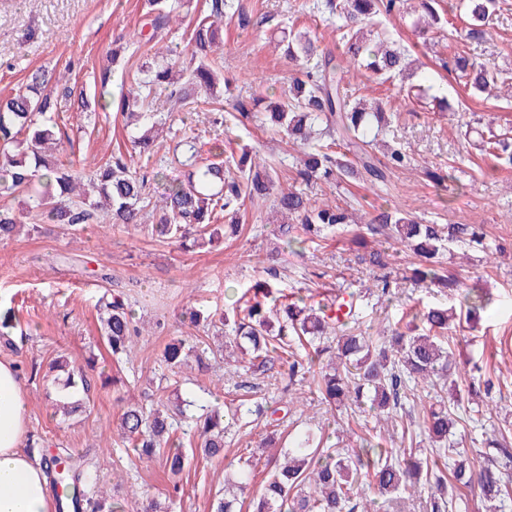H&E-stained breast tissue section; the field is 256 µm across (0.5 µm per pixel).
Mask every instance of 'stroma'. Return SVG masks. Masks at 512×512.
I'll use <instances>...</instances> for the list:
<instances>
[{
	"mask_svg": "<svg viewBox=\"0 0 512 512\" xmlns=\"http://www.w3.org/2000/svg\"><path fill=\"white\" fill-rule=\"evenodd\" d=\"M242 2L253 6L252 22L245 28L225 24L221 53L224 76L236 95L275 98L287 93L298 68L273 48L279 26L307 31L318 49L340 53L334 25L327 16L310 13L308 0ZM146 11L147 0H0V96L24 89L36 71L65 74L75 96L61 103L63 153L80 165L106 162L124 149L128 129L122 116L98 107L96 83L101 69L111 67L110 90L119 94L139 67L134 42ZM411 22L410 15L398 13L385 24L397 41L414 48L425 66L414 83L429 79L435 94L447 97L448 111H438L430 100L406 96L401 78L370 80L349 74L345 82L358 96L386 102L395 111L386 141L403 146L412 163L393 170L378 194L359 181L318 180L300 187L313 200L356 209L363 222L354 231L317 238L306 243L303 254H293L284 248L285 237L268 199L246 202L239 214L243 232L204 249L185 250L147 231L115 224H90L77 235L55 224L0 241V302L12 307L18 320L10 340H0V357L13 360L23 375L30 433L49 452L66 448L86 459L125 512H142L152 499L168 501L171 512H211L213 499L224 490L229 464L256 458L255 473L264 477L260 447L269 436L274 447L284 448L290 433L309 428L328 448H356L369 438L398 449L418 433L442 380L407 401L395 420L380 423L354 404L329 409L312 375L292 378L284 367L265 372L214 355L215 345L225 340L224 314L234 294L246 291L271 265L281 274L285 294L352 298L363 329H402L409 307L417 302L455 308L448 325L454 380L480 389L489 378L496 386L480 402L477 422L457 424L455 438L460 447L471 449L484 429L503 423L512 428V168L489 171L479 150V134L486 129L512 137V97L502 98L494 89L469 90L441 65L450 54L443 30L422 38ZM490 29L491 40L471 46L470 54L493 60L512 75V0H503ZM121 36L129 47L117 62H110L112 42ZM153 107L167 118L171 146L192 137L228 153L258 145L281 172L301 155L300 146L274 134L267 121L235 124L229 138L218 112L208 104L198 110L210 114L204 124L197 112L170 113L165 96H158ZM427 166L451 169L452 180L435 186L423 174ZM383 200L426 224L481 227L483 247H455L445 254L442 266L467 286L490 294L493 303L486 312L466 317L457 310L456 293L415 284L410 275L418 259L409 249L394 250L384 269L359 263V255L389 245L387 236L372 233L364 222ZM383 275L390 282L386 294L374 286ZM111 295L122 296L138 330L134 351L119 358L108 352L97 321L99 298ZM192 311L206 314V322L192 325ZM174 338L205 348L203 356L189 355L176 374L161 360ZM63 358L91 365L95 378L83 411L66 419L52 405L49 370ZM472 360L483 367L476 382L468 375ZM167 388L188 400L190 415L200 414L205 406L227 414L241 404L263 405L266 413L249 424L231 426L222 459L195 457L175 481L160 461L139 457L117 431L127 406L156 407ZM176 483L181 486L177 495L172 492Z\"/></svg>",
	"mask_w": 512,
	"mask_h": 512,
	"instance_id": "obj_1",
	"label": "stroma"
}]
</instances>
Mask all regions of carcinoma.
<instances>
[{"label": "carcinoma", "mask_w": 512, "mask_h": 512, "mask_svg": "<svg viewBox=\"0 0 512 512\" xmlns=\"http://www.w3.org/2000/svg\"><path fill=\"white\" fill-rule=\"evenodd\" d=\"M190 0H149L148 33L141 35L139 47L144 54L169 28L180 10ZM404 0H310L311 13L336 18V33L341 54H322L306 34L288 29L276 47L284 49L286 58L299 63L289 93L270 104V121L274 131L305 147L303 158L292 166L294 180L341 182L362 180L373 186L383 185L387 171L404 167L409 157L393 148L381 161L371 149L387 126L386 113L368 112L355 103L354 92L342 86L343 74L354 68L377 78L404 74L410 65L408 50L392 40L380 17L401 8ZM449 10L463 14L464 28L459 34L467 44L480 45L490 36L489 22L501 10L500 0H459ZM230 17L246 27L250 14L240 0H210L209 14L189 20L185 34L191 47L190 59L182 69L174 70L180 53L167 49V57L140 68L133 85L116 101L105 100L111 84V70L99 76L100 99L104 110L112 107L139 121V131L132 135L133 153L148 159L164 147L152 135L160 123L149 109L155 96L169 91V98L183 108L197 103L199 91L216 89L219 65L208 58L212 46L222 38L220 22ZM460 72L464 85L483 91L497 85L502 70L477 63L465 53L454 52L444 67ZM231 108L241 118L249 119L259 100L230 98ZM58 83L44 71L30 77L24 90L0 100V196H22L27 214L63 224L78 232L89 222L139 226L144 224L145 208L150 205V185L165 182L158 204L152 206L156 222L146 225L148 233L160 239H174L182 247H203L206 239L191 236L195 226L211 228L215 215L236 216L245 199L264 200L275 195V203L284 218L300 221L304 234L312 240L326 231H345L352 222L347 212L328 204H318L301 191L281 189L273 193L278 174L267 162L262 170L251 155L230 157L223 161H205L197 142L188 141L178 164L183 179L171 178L160 169L139 172L131 167L127 156L119 153L92 171L77 169L73 163L58 158L61 145ZM481 151L492 167H512V142L493 130L480 135ZM375 233L389 231L396 243L412 250L420 258L412 269V279L427 288H454L460 307L468 314L486 309L489 293L466 287L446 276L433 264L439 254L459 243L483 245V232L470 224H424L409 213L390 205L374 208L368 221ZM21 224L8 209H0V241L13 238ZM267 279L256 284V291L273 302L265 307L260 301L241 296L231 312L224 315L233 343L249 363L270 370L279 361L289 371L312 369L323 355L335 352L334 359L320 372L317 387L327 405L353 401L368 407L381 417L390 415L401 405L402 396L415 395L417 379L429 383L451 369L452 352L448 351V322L454 318L451 308L429 307L412 314L416 322L409 332L395 331L389 336H373L349 327L353 310L345 320L336 321L328 314L330 306L308 304L297 295L290 299L279 289L277 272L265 271ZM329 331L336 332V345H324ZM102 337L112 354L130 350L136 332L132 313L125 303L113 299L105 303L101 317ZM187 356L185 341L167 344L162 358L172 370L181 367ZM61 375L55 377L58 390L65 393L78 389L91 391V379L83 367L67 361L57 362ZM452 405L440 401L429 407L424 419L425 434L432 442L430 454L418 448L403 449L398 457L381 443L368 442L351 451L321 448L309 431L298 434L283 459H268L267 478L258 490L252 489L253 469L247 463L239 467L237 478L224 490V496L212 504L213 512H377L376 501L363 497L360 480L369 476L382 496L408 489L430 490L431 512H463L465 503L455 489L472 486L477 495L491 504L493 512L512 509V448L509 429L495 428V438L488 448L471 456L457 448L451 439L452 429L465 409V395L456 384L450 385ZM181 405L146 410L140 406L125 409L120 419L121 434L133 442L139 455L159 458L174 476L179 475L189 457L199 453L209 459L224 458V419L217 409L195 417L187 423L178 421L174 411ZM189 443L200 440L199 448L187 449L177 436ZM28 453L38 455L46 464L53 484L63 486V497L74 501L75 512H122L104 491L92 492L93 482L86 466L65 448L48 458L38 441L29 443Z\"/></svg>", "instance_id": "obj_1"}]
</instances>
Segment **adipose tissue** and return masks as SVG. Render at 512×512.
<instances>
[{
    "label": "adipose tissue",
    "instance_id": "1",
    "mask_svg": "<svg viewBox=\"0 0 512 512\" xmlns=\"http://www.w3.org/2000/svg\"><path fill=\"white\" fill-rule=\"evenodd\" d=\"M29 436L22 375L0 360V512H53L45 468L24 450Z\"/></svg>",
    "mask_w": 512,
    "mask_h": 512
}]
</instances>
